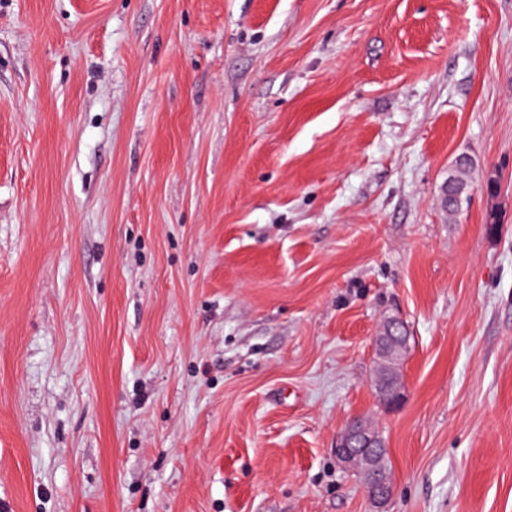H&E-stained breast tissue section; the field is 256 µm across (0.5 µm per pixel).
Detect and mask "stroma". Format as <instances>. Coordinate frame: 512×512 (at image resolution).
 <instances>
[{
    "instance_id": "stroma-1",
    "label": "stroma",
    "mask_w": 512,
    "mask_h": 512,
    "mask_svg": "<svg viewBox=\"0 0 512 512\" xmlns=\"http://www.w3.org/2000/svg\"><path fill=\"white\" fill-rule=\"evenodd\" d=\"M356 415L512 512V0H0V512H370ZM473 160L461 156L456 160L455 167L443 187V207L448 213L449 220H455L467 203L473 186ZM399 324L405 326L400 318L389 317L373 336V348L377 356L374 386L380 401L389 410L400 407L405 399V387L400 383L395 368L408 353L409 336L398 332Z\"/></svg>"
}]
</instances>
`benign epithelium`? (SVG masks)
Segmentation results:
<instances>
[{"mask_svg": "<svg viewBox=\"0 0 512 512\" xmlns=\"http://www.w3.org/2000/svg\"><path fill=\"white\" fill-rule=\"evenodd\" d=\"M403 323L398 317H389L373 336L377 356L374 386L380 401L389 410L400 407L405 399V387L400 383L395 368L409 350V337L398 332ZM386 447L380 431L365 417L353 418L336 438L334 455L338 466L351 473L367 477L366 495L372 512H385L390 499V476L383 464Z\"/></svg>", "mask_w": 512, "mask_h": 512, "instance_id": "obj_1", "label": "benign epithelium"}]
</instances>
